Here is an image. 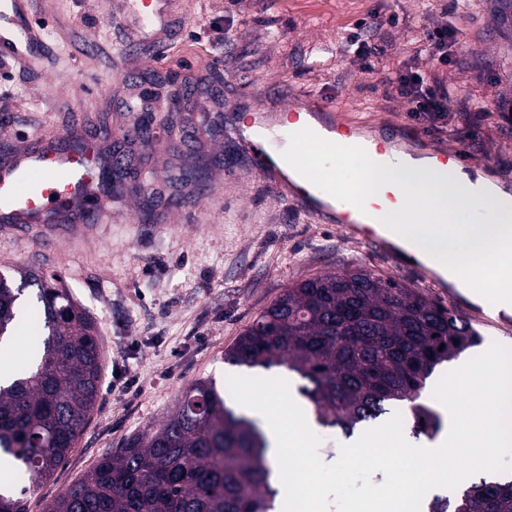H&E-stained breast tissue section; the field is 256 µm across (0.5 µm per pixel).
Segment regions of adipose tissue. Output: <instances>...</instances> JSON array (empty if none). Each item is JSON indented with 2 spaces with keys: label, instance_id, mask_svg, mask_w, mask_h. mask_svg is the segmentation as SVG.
Listing matches in <instances>:
<instances>
[{
  "label": "adipose tissue",
  "instance_id": "adipose-tissue-1",
  "mask_svg": "<svg viewBox=\"0 0 512 512\" xmlns=\"http://www.w3.org/2000/svg\"><path fill=\"white\" fill-rule=\"evenodd\" d=\"M468 184L483 201L497 200L495 218L471 224L456 189ZM365 200L380 205L398 236L447 270L475 297L494 293L496 310H512V193L484 176L447 169L431 179L426 166L408 158L373 167Z\"/></svg>",
  "mask_w": 512,
  "mask_h": 512
}]
</instances>
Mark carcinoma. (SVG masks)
Returning a JSON list of instances; mask_svg holds the SVG:
<instances>
[{
    "label": "carcinoma",
    "mask_w": 512,
    "mask_h": 512,
    "mask_svg": "<svg viewBox=\"0 0 512 512\" xmlns=\"http://www.w3.org/2000/svg\"><path fill=\"white\" fill-rule=\"evenodd\" d=\"M495 27L512 34V0H488ZM0 272V344L33 329L31 361L0 383V512H28L27 495L76 448L101 392L95 323L68 289L21 267ZM37 289L21 315L16 302ZM454 311L357 268L285 289L225 353L234 365H284L315 424L346 437L409 404L414 434L429 438L440 414L418 402L437 366L480 344ZM269 440L260 423L228 406L203 379L159 427L108 454L47 512H274ZM428 512H512V480L481 481Z\"/></svg>",
    "instance_id": "obj_1"
}]
</instances>
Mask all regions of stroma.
I'll return each instance as SVG.
<instances>
[{
    "mask_svg": "<svg viewBox=\"0 0 512 512\" xmlns=\"http://www.w3.org/2000/svg\"><path fill=\"white\" fill-rule=\"evenodd\" d=\"M448 7V0H171L174 36L160 56L120 19H108L100 0H32L44 22L40 58L24 72L0 61V131L13 142L73 128L93 137L104 129L118 140L143 111L165 116L171 85L192 95L177 137H161L153 150L130 148L134 165L158 170L157 198L147 200L134 183L118 186L111 205L122 220L88 239L46 245L0 233V271L24 265L59 275L95 320L102 347L99 405L75 451L29 495L28 512H46L99 459L162 424L194 382L209 378L222 390L227 376L251 375L225 362V352L300 280L360 267L454 310L484 345L512 348V315L454 284L421 281L417 260L295 215L252 175L235 173L238 150L225 128L232 108L248 103L274 123L284 96L305 90L335 99L365 130L381 123L419 130L410 103L388 99L381 74L339 54L357 23L391 16L387 67L416 59L427 76L496 108L512 91V39L496 31L482 0L454 18ZM448 22L459 30L463 63L414 58L424 29ZM432 136L466 149L475 167L512 190V132L454 122ZM218 178L216 199L170 220L180 200Z\"/></svg>",
    "mask_w": 512,
    "mask_h": 512,
    "instance_id": "35a3bbf8",
    "label": "stroma"
}]
</instances>
